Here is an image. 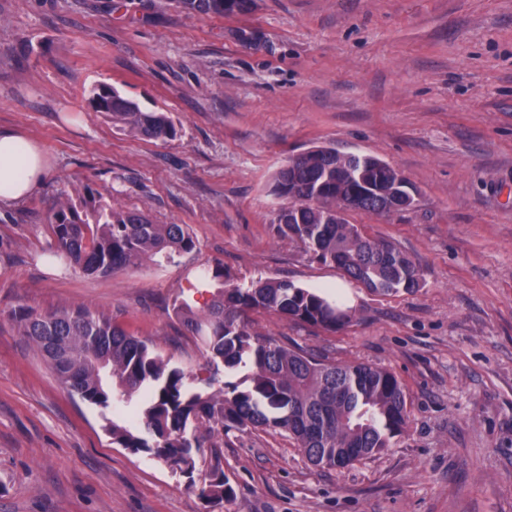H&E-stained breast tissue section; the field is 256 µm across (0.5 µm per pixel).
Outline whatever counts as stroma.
I'll use <instances>...</instances> for the list:
<instances>
[{
    "instance_id": "stroma-1",
    "label": "stroma",
    "mask_w": 512,
    "mask_h": 512,
    "mask_svg": "<svg viewBox=\"0 0 512 512\" xmlns=\"http://www.w3.org/2000/svg\"><path fill=\"white\" fill-rule=\"evenodd\" d=\"M110 87L168 113L146 140L89 105ZM52 158L29 198L0 209V512H512V0H251L224 16L175 0H0V128ZM312 146L369 154L416 194L349 212L395 243L420 288L373 293L278 234L273 176ZM196 247L108 278L51 246L49 208L84 186ZM224 267L335 292L330 331L252 314L263 335L336 363L388 369L410 411L381 453L320 469L279 430L224 434L233 498L207 504L178 470L113 445L105 413L69 395L12 309L86 306L171 364L205 358L174 312L203 311Z\"/></svg>"
}]
</instances>
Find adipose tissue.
Returning <instances> with one entry per match:
<instances>
[{
  "instance_id": "1",
  "label": "adipose tissue",
  "mask_w": 512,
  "mask_h": 512,
  "mask_svg": "<svg viewBox=\"0 0 512 512\" xmlns=\"http://www.w3.org/2000/svg\"><path fill=\"white\" fill-rule=\"evenodd\" d=\"M51 169L48 152L15 129L0 128V208L34 193Z\"/></svg>"
}]
</instances>
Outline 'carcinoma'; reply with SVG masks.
I'll list each match as a JSON object with an SVG mask.
<instances>
[{
    "instance_id": "obj_1",
    "label": "carcinoma",
    "mask_w": 512,
    "mask_h": 512,
    "mask_svg": "<svg viewBox=\"0 0 512 512\" xmlns=\"http://www.w3.org/2000/svg\"><path fill=\"white\" fill-rule=\"evenodd\" d=\"M188 12L241 11L248 0H175ZM94 111L142 138L176 136L167 113L145 111L111 89L90 98ZM320 158L303 153L277 171L273 193L282 203L273 223L280 235L299 241L305 253L332 264L371 292L393 294L420 287L422 274L411 255L394 243L365 236L356 225L336 223V207L353 193L372 199L362 212L380 214L376 201L401 173L367 154H336L318 148ZM48 230L54 246L84 274L110 276L150 260L172 263L195 248L183 224H154L145 215L113 208L91 187L73 202L53 206ZM216 284L203 314L180 304L189 331L208 355V365L247 374L216 391L195 384L193 372L172 366L149 345L110 318L86 307L9 313L22 335L33 340L58 380L81 399L104 410L138 398L130 423L107 420L112 443L147 452L194 479L196 456L204 445L219 448L230 430L278 429L288 433L312 465L341 469L371 457L404 433L410 423L402 385L390 371L367 364L327 362L290 348L251 327L247 314L264 311L334 330L338 305L326 293L286 278L240 285L218 267L204 275ZM207 503L229 501L234 490L220 466L201 477Z\"/></svg>"
}]
</instances>
